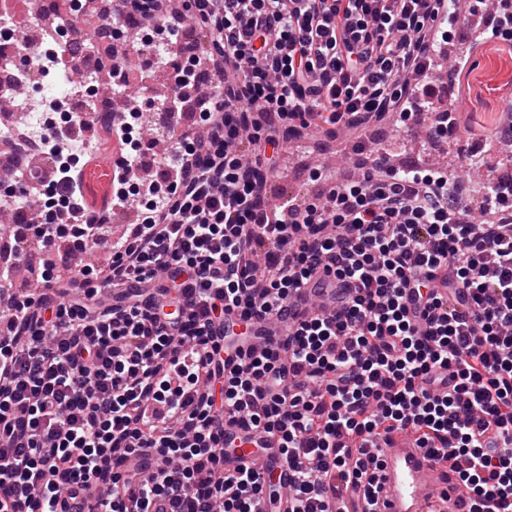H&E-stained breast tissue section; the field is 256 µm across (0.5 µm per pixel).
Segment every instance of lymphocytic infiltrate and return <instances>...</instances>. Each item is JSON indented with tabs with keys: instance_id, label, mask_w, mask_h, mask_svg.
Returning <instances> with one entry per match:
<instances>
[{
	"instance_id": "1",
	"label": "lymphocytic infiltrate",
	"mask_w": 512,
	"mask_h": 512,
	"mask_svg": "<svg viewBox=\"0 0 512 512\" xmlns=\"http://www.w3.org/2000/svg\"><path fill=\"white\" fill-rule=\"evenodd\" d=\"M139 6L147 25L109 55L119 80L146 58L167 113H113L126 163L100 209L68 163L90 113L59 122L46 100L14 160L49 158L56 178L18 185L45 221L0 254L10 312L0 328V512H54L92 489L89 512H256L272 483L237 462V440L288 462L291 512L332 498L372 507L369 449L414 430L457 462L469 512H512V187L482 186L478 216L456 174L316 171L322 190L283 212L266 183L291 138L355 137L384 120L429 141L499 138L443 104L425 80L461 22L491 15L512 43V0H103L109 22ZM347 281L346 307L301 320L279 345L229 368L226 314L276 312L319 275ZM239 429L225 438V424ZM155 456L149 475L126 467Z\"/></svg>"
}]
</instances>
